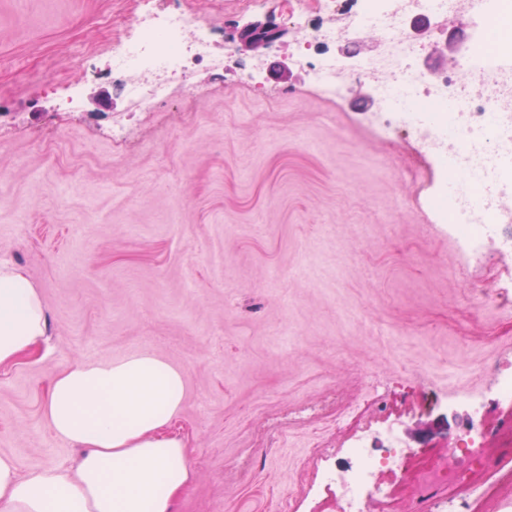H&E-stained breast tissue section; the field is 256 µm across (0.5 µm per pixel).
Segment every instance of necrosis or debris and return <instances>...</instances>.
<instances>
[{
    "label": "necrosis or debris",
    "mask_w": 512,
    "mask_h": 512,
    "mask_svg": "<svg viewBox=\"0 0 512 512\" xmlns=\"http://www.w3.org/2000/svg\"><path fill=\"white\" fill-rule=\"evenodd\" d=\"M466 4L472 42L456 64L430 75L424 66L427 43L414 33L417 15H445L457 2ZM166 9L143 4L110 42L112 82L130 109L156 112L189 85L198 69L224 75V61L209 51L214 21L169 0ZM299 15L342 16L344 28L319 24L304 27L296 44L311 84L327 98H341L350 83L376 81L382 109L377 128L397 134L421 127L416 151L441 178L427 189L424 205L434 223L474 264L491 256L512 255V233H487L489 225L511 224L512 210L502 201L512 195V169L500 144L512 141V70L486 65L499 56L502 25L512 15V0H297ZM381 46L376 55L361 52L365 37ZM355 48L354 56L336 53L340 39ZM469 412L463 442L470 451V471L449 470L439 459L410 467L414 453L401 433L402 419L387 414L370 423L356 422L354 408L337 405L327 421L349 429L343 448L316 442L321 477L306 499L309 512H397L408 499L414 512H473L486 497L483 477L512 482V420L487 421L491 406L512 410V372L500 373L488 388L467 392ZM497 443L490 452L488 443ZM352 458L338 465L340 455ZM400 477L398 492L382 490L378 478ZM447 497H440V489Z\"/></svg>",
    "instance_id": "4bbe7bcc"
}]
</instances>
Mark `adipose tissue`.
<instances>
[{
  "label": "adipose tissue",
  "mask_w": 512,
  "mask_h": 512,
  "mask_svg": "<svg viewBox=\"0 0 512 512\" xmlns=\"http://www.w3.org/2000/svg\"><path fill=\"white\" fill-rule=\"evenodd\" d=\"M46 328L32 282L0 263V368L33 352ZM184 394L183 374L146 351L57 374L44 414L81 448L77 469L23 477L0 456V512H174L194 478L185 441L170 432Z\"/></svg>",
  "instance_id": "obj_1"
}]
</instances>
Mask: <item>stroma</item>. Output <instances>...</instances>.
I'll return each instance as SVG.
<instances>
[{"label":"stroma","mask_w":512,"mask_h":512,"mask_svg":"<svg viewBox=\"0 0 512 512\" xmlns=\"http://www.w3.org/2000/svg\"><path fill=\"white\" fill-rule=\"evenodd\" d=\"M223 21L211 52L253 65L214 84L202 104L128 115L134 151L107 132L124 99L108 80L76 81L71 60L108 68L110 29L136 0H0V260L19 267L46 308L40 347L0 370V455L20 475L73 470L78 451L44 418L50 382L82 361L148 351L181 371L172 431L195 472L175 512H279L312 442L340 447L347 429L312 415L334 399L377 400L406 417L414 450L462 470L467 417L439 398L485 386L512 366V316L472 308L497 296L512 257L468 264L421 207L437 177L414 143L389 139L363 88L318 95L299 65L272 74L278 52L238 49L236 28L294 0H187ZM79 95L80 112L60 108ZM280 429L279 447L264 448Z\"/></svg>","instance_id":"stroma-1"}]
</instances>
